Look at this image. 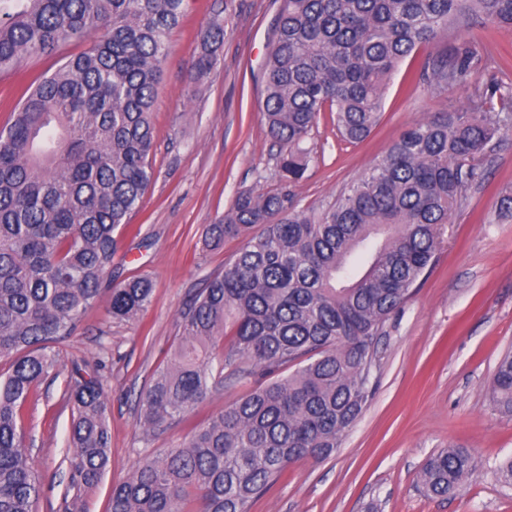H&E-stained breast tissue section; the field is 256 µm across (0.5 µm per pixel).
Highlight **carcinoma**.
Instances as JSON below:
<instances>
[{"label":"carcinoma","instance_id":"cac0c4a2","mask_svg":"<svg viewBox=\"0 0 512 512\" xmlns=\"http://www.w3.org/2000/svg\"><path fill=\"white\" fill-rule=\"evenodd\" d=\"M185 2L0 0V72L104 30L93 48L28 88L0 129V361L8 364L0 373V512H34L40 498L23 410L56 366L49 344L73 335L112 277L118 234L151 183L156 86ZM479 19L511 30L512 0H285L264 67L281 188L240 192L209 225L207 246L245 243L181 311L179 342L140 395L139 427L147 435L166 427L228 379L256 387L181 447L145 457L112 488L109 512H248L289 465L341 447L373 395L384 326L434 266L463 192L512 129V88L473 82L482 57L466 26ZM450 28L458 43L427 52ZM223 38L219 23L203 34L196 76L211 68ZM421 52L419 82L469 88L468 110L413 122L332 205L297 209L292 188L310 163L302 144L319 113H336L348 141L365 140L393 75ZM152 291L147 276L112 289V318H136ZM64 398L71 487L80 494L110 462L99 368L75 365ZM489 399L512 415V353L498 361ZM476 467L471 450L445 448L426 460L418 484L447 497Z\"/></svg>","mask_w":512,"mask_h":512}]
</instances>
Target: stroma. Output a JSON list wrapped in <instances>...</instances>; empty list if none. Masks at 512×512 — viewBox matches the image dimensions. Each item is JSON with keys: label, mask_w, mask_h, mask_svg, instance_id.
Segmentation results:
<instances>
[{"label": "stroma", "mask_w": 512, "mask_h": 512, "mask_svg": "<svg viewBox=\"0 0 512 512\" xmlns=\"http://www.w3.org/2000/svg\"><path fill=\"white\" fill-rule=\"evenodd\" d=\"M283 0H188L182 22L168 35L154 103L156 151L153 179L119 240L113 285L146 275L154 284L144 311L130 321L112 319L107 299L85 315L76 333L55 345L58 368L36 387L23 416L25 446L42 491L36 512H64L69 485L70 412L63 398L73 365L105 362L112 435L110 465L100 483L83 493L81 512H109L112 486L144 456L181 446L192 428L233 405L251 390L228 382L167 429L145 436L138 396L177 343L179 313L210 276L242 247L225 240L203 243L239 192L266 193L278 186L279 148L263 121L264 64L275 39ZM223 22L215 64L196 77L201 35ZM489 65L479 83L512 84V31L479 24L468 31ZM90 32L49 55L22 56L0 74V127L23 85L53 72L64 57L88 48ZM418 59H406L388 85L379 126L355 144L322 112L304 146L311 158L294 189L298 208L332 204L416 120L461 111L469 91L434 92L408 85ZM484 175L466 191L438 252L437 262L408 302L387 322L376 346L374 396L347 433L340 450L323 462L290 466L283 481L255 501L250 512H512V487L496 477L512 457V416L488 397L499 358L512 350V130L483 164ZM448 447L478 453L477 472L447 499L424 497L416 480L426 458Z\"/></svg>", "instance_id": "1"}]
</instances>
